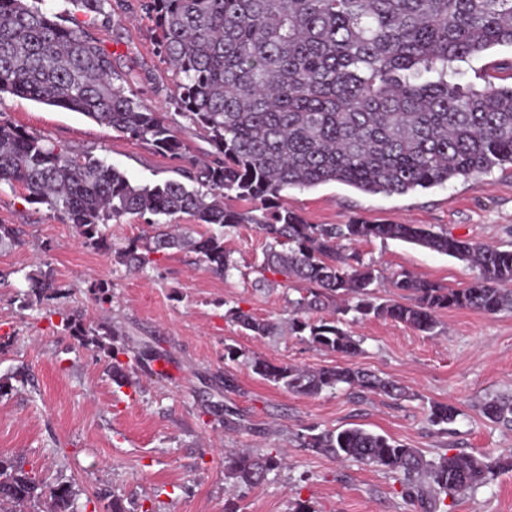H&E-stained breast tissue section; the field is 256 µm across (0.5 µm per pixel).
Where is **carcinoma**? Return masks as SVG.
<instances>
[{
	"label": "carcinoma",
	"instance_id": "carcinoma-1",
	"mask_svg": "<svg viewBox=\"0 0 512 512\" xmlns=\"http://www.w3.org/2000/svg\"><path fill=\"white\" fill-rule=\"evenodd\" d=\"M108 0H71L85 15L111 19ZM159 29V54L169 65L175 111L159 112L126 94L112 55L86 30L62 25L27 0H0V94L78 112L153 146L172 159H188L179 136L189 124L212 150L179 178L138 185L90 155L68 154L49 140L0 119V182L18 183L34 203L47 205L73 225L86 246L109 250L111 220L127 214H188L221 228L257 224L270 241L265 269L301 284L289 301L292 333L330 352L353 357L360 341L343 328L350 312L405 323L431 334L448 310L512 312V250L437 233L425 224L352 221L310 224L279 204L281 193L338 182L369 194H408L512 165V84L482 90L457 82L453 63L496 45L512 46V0H141ZM259 202L261 216L224 205L228 193ZM154 234L116 252L119 263L142 269L151 255L189 250L212 272L234 268L224 234L175 233L158 221ZM399 240L465 261L479 270L467 288L450 289L400 274L392 287L411 303H375L378 275L342 241ZM23 304L58 292L52 273L27 275ZM334 307L329 318L309 314ZM231 318L255 336L278 325L240 308ZM73 336L107 348L119 386L128 370L151 375L163 355L146 346L129 361L123 346L105 344L115 333L69 319ZM251 371L291 393L316 396L345 386L393 399L406 397L396 382L352 363L316 370L260 357ZM483 414L512 427V395L492 398ZM454 405L434 403L429 422L455 421ZM297 446L381 471L422 512H448L446 499L512 471V452L442 455L428 460L417 449L361 427L303 428ZM284 465L275 452L224 458L233 487L255 486ZM69 485H45L0 459V503L23 508L42 500L50 512H70Z\"/></svg>",
	"mask_w": 512,
	"mask_h": 512
}]
</instances>
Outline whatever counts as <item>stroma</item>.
<instances>
[{"label":"stroma","mask_w":512,"mask_h":512,"mask_svg":"<svg viewBox=\"0 0 512 512\" xmlns=\"http://www.w3.org/2000/svg\"><path fill=\"white\" fill-rule=\"evenodd\" d=\"M109 4L108 24L67 8L65 0H45L43 7L66 26L86 28L111 53L115 71L129 78L131 97L169 111L172 77L157 52L153 21L139 0ZM459 68L465 85L511 83L512 46L494 47ZM0 118L65 152L102 159L138 184L175 175L169 157L77 112L0 94ZM281 203L312 224H427L512 249L510 166L405 195L366 194L337 182L292 188ZM0 224L20 230L18 242L0 247V376L26 375L0 393V458L22 460L37 480L71 485L76 512H112L116 500L125 512H224L230 499L238 512H289L297 497L314 512H414L383 472L298 448L295 434L306 426L357 425L429 459L512 450V430L482 413L487 400L512 394V312L448 310L439 314L432 336L390 319L347 318L346 329L361 341L355 364L397 381L406 398L356 397L343 389L305 397L262 380L246 365L255 356L311 370L344 362L287 332L288 302L297 293L284 276L264 275L267 246L256 225L225 229L224 247L236 267L222 277L187 250L129 270L113 253L151 234L143 217L110 221L113 250L101 252L82 244L46 205L30 202L17 184L0 183ZM345 249L379 272L374 295L381 302L407 303L391 286L404 271L452 289L468 287L478 275L465 262L397 240L353 242ZM43 264L61 291L41 306L23 307L26 276ZM236 307L273 319L281 334L250 335L229 317ZM67 316L114 328L133 350L154 344L166 355V376L139 370L130 384L117 386L109 353L71 336L61 323ZM228 345L242 359L225 360ZM207 393L238 410L240 425L229 428L205 413L200 397ZM433 402L458 408L447 429L429 422ZM229 448L277 450L288 462L271 481L235 488L224 478ZM448 512H512V471L449 501Z\"/></svg>","instance_id":"obj_1"}]
</instances>
